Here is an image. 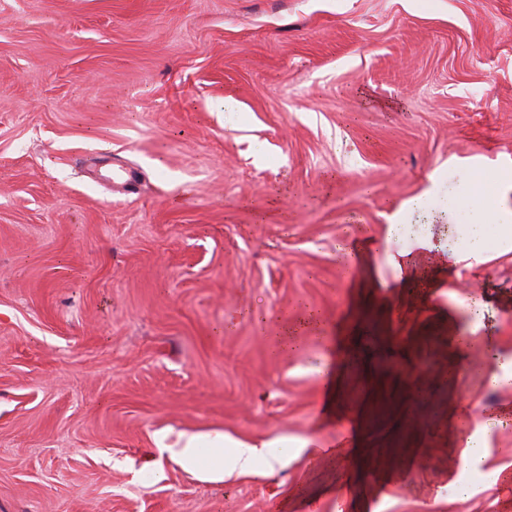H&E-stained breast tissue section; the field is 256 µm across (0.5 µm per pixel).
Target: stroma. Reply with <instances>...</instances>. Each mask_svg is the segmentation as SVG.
<instances>
[{"label": "stroma", "mask_w": 512, "mask_h": 512, "mask_svg": "<svg viewBox=\"0 0 512 512\" xmlns=\"http://www.w3.org/2000/svg\"><path fill=\"white\" fill-rule=\"evenodd\" d=\"M448 208L512 213V0H0V512H512V424L446 474L452 327L512 416V251ZM214 432L288 455L172 458ZM424 211V203L420 199L410 200L405 206L397 213L389 218L388 233L391 236H398L407 230L408 224L404 222L408 214H412L414 211ZM489 214H478L475 222L469 226L468 235L464 238L467 244V256L475 260L477 263L484 262L485 246L482 237V228L484 221L489 219ZM207 441L211 447L209 454L200 458V447ZM176 460L183 466L202 469L211 480L224 478V434L215 432L211 434H187L184 437L182 448L170 451Z\"/></svg>", "instance_id": "stroma-1"}]
</instances>
